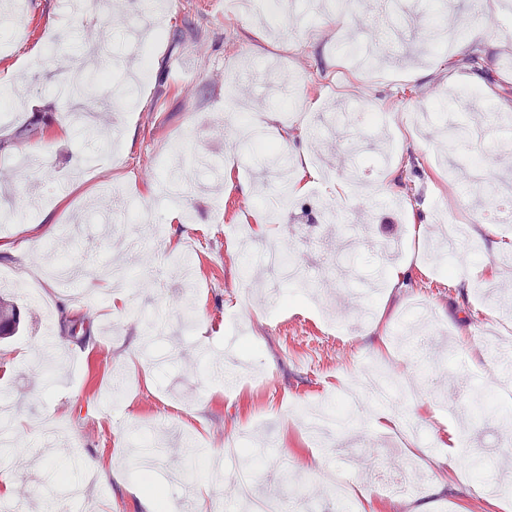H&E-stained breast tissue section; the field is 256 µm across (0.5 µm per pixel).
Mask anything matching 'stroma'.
<instances>
[{"mask_svg": "<svg viewBox=\"0 0 512 512\" xmlns=\"http://www.w3.org/2000/svg\"><path fill=\"white\" fill-rule=\"evenodd\" d=\"M72 2L0 0V138L41 120L0 156V274L21 312L0 343V421L22 426L0 453V504L44 512L48 487L53 512H141L134 441L149 426L163 450L153 479L177 512H196L187 470L231 469L230 438L264 449V464L250 499L231 477L204 490L211 512H248L294 484L317 512H489L483 480L512 469V359L489 349L512 350V225L490 239L480 226L491 203L512 202V117L500 111L512 0L485 14L473 0H344L337 25L320 9L303 17L299 0L275 15L227 0H156L150 14L139 0ZM36 47L45 65L32 66ZM349 48L366 52L370 76L349 67ZM471 52L482 71L457 68ZM79 66L102 77L80 118L55 89ZM357 104L383 112L381 125L352 117ZM254 122L289 159L313 161L306 193L285 201L251 156L230 159ZM451 124L468 130L466 152ZM33 144L46 152L36 182L20 165ZM202 156L223 158L224 173L199 185ZM391 166L399 192L386 195ZM173 169L193 185L182 204L159 193ZM47 212L53 235L32 240ZM238 224L265 225L254 251H303L305 286L247 262ZM60 252L87 275L50 278ZM409 258V279L389 284ZM246 281L258 284L248 309L233 299ZM328 328L336 343L308 344ZM379 366L416 393L391 408L397 428H376L366 397L342 427L301 428L305 409L333 407ZM91 459L123 464V483L100 480ZM72 460L76 499L51 478Z\"/></svg>", "mask_w": 512, "mask_h": 512, "instance_id": "obj_1", "label": "stroma"}]
</instances>
